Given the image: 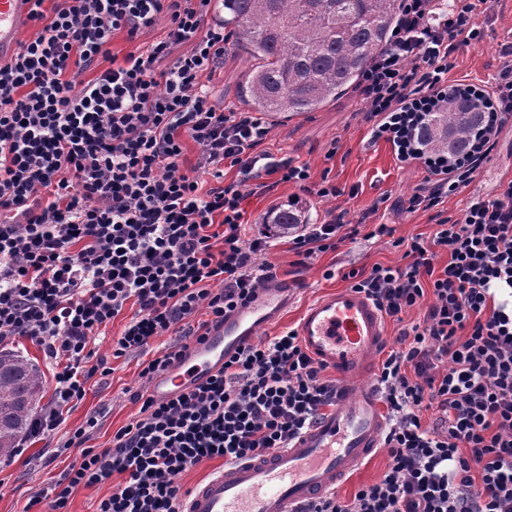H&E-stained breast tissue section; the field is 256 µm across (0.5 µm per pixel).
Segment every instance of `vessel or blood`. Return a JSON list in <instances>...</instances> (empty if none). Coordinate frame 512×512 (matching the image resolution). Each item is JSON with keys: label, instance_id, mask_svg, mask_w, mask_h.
Returning <instances> with one entry per match:
<instances>
[{"label": "vessel or blood", "instance_id": "vessel-or-blood-1", "mask_svg": "<svg viewBox=\"0 0 512 512\" xmlns=\"http://www.w3.org/2000/svg\"><path fill=\"white\" fill-rule=\"evenodd\" d=\"M29 0H0V63L18 48ZM295 283L281 280L229 314L203 343L191 344L150 386L158 399L185 391L218 369L226 354L250 342L288 305ZM297 334L304 349L332 369L341 391L335 409L289 447L225 466L182 496L181 512H297L332 490L383 441L387 421L375 386L364 384L370 357L382 346L384 318L353 288H339L308 304Z\"/></svg>", "mask_w": 512, "mask_h": 512}]
</instances>
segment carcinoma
I'll return each instance as SVG.
<instances>
[{
    "label": "carcinoma",
    "mask_w": 512,
    "mask_h": 512,
    "mask_svg": "<svg viewBox=\"0 0 512 512\" xmlns=\"http://www.w3.org/2000/svg\"><path fill=\"white\" fill-rule=\"evenodd\" d=\"M232 48L252 60L237 85L241 105L268 116L315 112L346 94L386 48L401 16L400 0H223ZM483 120L474 100L448 97L429 115L420 139L430 154L457 158ZM309 217L299 204L273 212L282 232ZM30 360L0 354V458H10L43 398Z\"/></svg>",
    "instance_id": "cac0c4a2"
}]
</instances>
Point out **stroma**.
Segmentation results:
<instances>
[{"instance_id": "1", "label": "stroma", "mask_w": 512, "mask_h": 512, "mask_svg": "<svg viewBox=\"0 0 512 512\" xmlns=\"http://www.w3.org/2000/svg\"><path fill=\"white\" fill-rule=\"evenodd\" d=\"M474 21L485 30L486 37L481 43L451 55L448 76L484 85L498 73L502 46L512 42V9L502 5L501 0H488ZM250 65L245 53L225 55L223 66L205 80L213 103L239 109L236 82ZM264 148L274 159L289 158L307 164L312 182L329 179L339 194L321 199L298 186L279 184L274 177H265L264 188L244 203L248 224L242 234L243 242L258 236L264 229L265 217L290 201L301 202L307 208L311 223H325L342 212L348 222L359 225L360 232L346 239L337 250L319 254L304 266L299 265L291 251L287 236L274 235L270 260L275 273L278 278L296 282L299 291L279 318L261 328L259 336L263 339L295 328L309 302L342 286V279H323L324 268L333 265L367 272L377 263L399 264L404 249L397 246V239H430L439 221L462 216L471 197L489 194L499 183L512 180V125H508L500 133L489 160L468 187L443 198L433 209L410 211V198L428 190L430 175L421 165L397 161L385 140L372 139L371 125L360 113L358 96L353 90L319 111L274 121ZM376 224L388 225L392 235L371 237L370 231ZM124 325V318H117L90 343L96 356L109 358L111 374L89 381L85 399L71 410L54 436L32 441L22 455L9 458L7 466L0 469V512H24L31 495L59 478L75 454L58 453L57 447L88 416H97L99 421L90 439L91 446L97 448L109 446L116 431L137 417L139 406L131 395L148 388L150 381L141 374L145 355L133 353L118 359L111 356L112 339Z\"/></svg>"}]
</instances>
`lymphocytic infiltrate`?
<instances>
[{
  "label": "lymphocytic infiltrate",
  "instance_id": "obj_1",
  "mask_svg": "<svg viewBox=\"0 0 512 512\" xmlns=\"http://www.w3.org/2000/svg\"><path fill=\"white\" fill-rule=\"evenodd\" d=\"M31 2L38 31L0 65V348L29 340L55 372L51 401L20 451L54 435L89 379L109 374V359H94L89 344L119 316L127 321L112 341L116 359L169 333L200 342L273 279L269 235L241 241L250 181L274 175L321 198L336 194L310 185L308 166L261 152L270 132L262 117L210 101L202 77L223 64L228 43L223 26L207 21L210 0H56L49 11L45 0ZM486 2L402 0L390 44L358 85L373 139L435 178L410 210L469 186L512 121V47L490 86L448 79L449 57L485 37L472 18ZM163 15L162 36L137 46ZM119 32L136 49L115 64ZM185 44L189 52L178 53ZM452 90L483 97L486 122L451 161L420 149L415 132ZM190 142L199 154L189 167ZM228 166L238 180L225 182ZM204 174L214 187H203ZM358 233L340 213L297 225L291 249L307 261ZM441 250L448 261L439 267ZM403 256L366 273H323L350 282L386 317L418 307L424 319L400 332L376 375L386 472L351 500L332 493L302 512H512V181L474 197L431 240L408 239ZM338 388L295 331L246 344L188 392H134L139 414L111 446L88 447L98 425L88 417L63 444L78 459L29 504L47 499L65 512L76 488L108 484L96 512H178L182 473L287 447L335 407Z\"/></svg>",
  "mask_w": 512,
  "mask_h": 512
}]
</instances>
